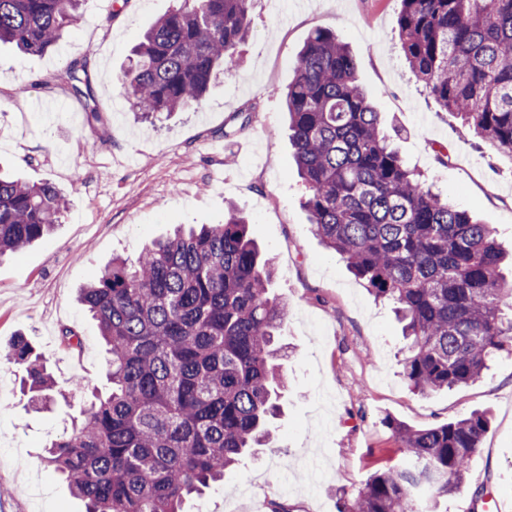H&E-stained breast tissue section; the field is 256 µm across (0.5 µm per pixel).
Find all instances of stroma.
Listing matches in <instances>:
<instances>
[{
	"label": "stroma",
	"mask_w": 512,
	"mask_h": 512,
	"mask_svg": "<svg viewBox=\"0 0 512 512\" xmlns=\"http://www.w3.org/2000/svg\"><path fill=\"white\" fill-rule=\"evenodd\" d=\"M178 0H84L75 25L45 53L0 45V165L29 182H51L68 204L54 231L0 258V512H84L67 482L40 459L71 430L87 401L109 390L98 326L78 304L79 288L113 256L136 259L179 224H220L229 208L276 267L274 294L288 306L281 332L290 347L283 412L269 447L207 489L188 512H269L280 484L295 512H338L377 470L397 462L384 418L416 428L490 410L464 492L441 512H485L477 494L512 512V355L497 356L469 385L413 393L402 374L400 327L309 222L307 188L288 141L285 92L310 32L346 43L359 81L394 133L406 164L434 191L494 225L512 247V159L492 155L460 119L423 93L404 62L401 0H252L249 34L232 75L201 106L142 119L117 81L143 31ZM88 61L102 122L53 83L69 61ZM250 111L249 123L235 118ZM452 152L449 163L435 151ZM81 350L68 349L63 329ZM27 337L63 394L31 408L25 368L6 355ZM81 387H74V380Z\"/></svg>",
	"instance_id": "35a3bbf8"
}]
</instances>
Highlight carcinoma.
<instances>
[{"label":"carcinoma","mask_w":512,"mask_h":512,"mask_svg":"<svg viewBox=\"0 0 512 512\" xmlns=\"http://www.w3.org/2000/svg\"><path fill=\"white\" fill-rule=\"evenodd\" d=\"M82 0H0V43L26 55L54 46ZM252 0H182L157 19L118 77L140 112H185L220 74H232ZM398 37L411 73L438 106L512 159V0H401ZM286 92L290 139L305 205L325 246L390 301L406 340L403 374L427 395L477 381L512 353V283L496 228L416 179L381 128L354 57L314 29ZM102 121L87 60L56 76ZM67 204L51 182L0 173V257L48 235ZM275 268L231 211L151 243L130 263L112 260L80 291L106 346L112 385L55 439L43 463L63 476L86 512H183L270 442L287 386L278 344L286 307ZM8 355L26 368L41 404L52 374L29 342ZM490 423L485 411L425 428L386 419L404 461L371 475L338 512H415L463 491Z\"/></svg>","instance_id":"carcinoma-1"}]
</instances>
